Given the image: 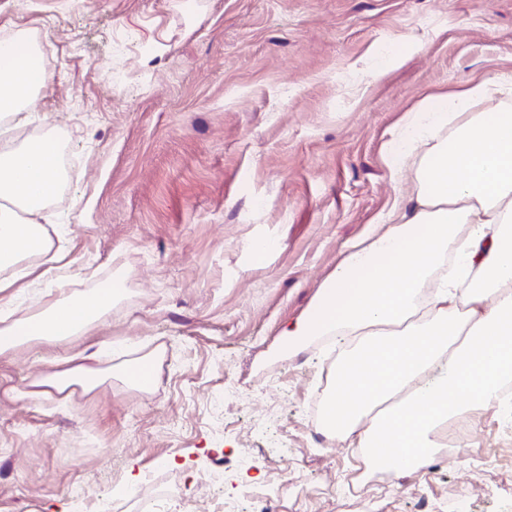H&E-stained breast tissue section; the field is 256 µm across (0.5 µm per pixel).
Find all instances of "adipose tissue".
Wrapping results in <instances>:
<instances>
[{
	"label": "adipose tissue",
	"instance_id": "ef3b65f1",
	"mask_svg": "<svg viewBox=\"0 0 512 512\" xmlns=\"http://www.w3.org/2000/svg\"><path fill=\"white\" fill-rule=\"evenodd\" d=\"M48 80L25 33L0 46L1 113L28 111ZM503 91L481 79L429 93L405 114L385 162L394 185L413 183V193H396L384 223L350 245L308 315L283 330L292 347L354 337L330 371L322 424L399 474L433 456L443 422L502 407L501 385L512 378V113L474 109ZM63 179L52 133L0 154V293L57 270L42 220ZM117 296L64 295L26 318L1 302L0 353L82 335ZM153 368L150 355L115 370L77 356L36 384L89 392L116 378L143 389Z\"/></svg>",
	"mask_w": 512,
	"mask_h": 512
}]
</instances>
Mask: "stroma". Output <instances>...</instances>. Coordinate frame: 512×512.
Listing matches in <instances>:
<instances>
[{
	"instance_id": "35a3bbf8",
	"label": "stroma",
	"mask_w": 512,
	"mask_h": 512,
	"mask_svg": "<svg viewBox=\"0 0 512 512\" xmlns=\"http://www.w3.org/2000/svg\"><path fill=\"white\" fill-rule=\"evenodd\" d=\"M21 30L49 46L50 80L8 126L20 141L54 128L82 176L49 205L65 278L12 307L20 318L108 281L121 298L72 342L0 355V512H76L79 494L128 488L144 496L126 512L156 498L190 512L216 462L225 498L344 512L362 458L326 448L307 413L336 346L295 349L281 331L391 207L385 146L405 113L512 75V0H0V34ZM259 238L276 248L256 265ZM77 352L102 368L154 355L156 380L30 395ZM469 418L462 466L437 454L389 473L365 512H452L460 484L477 491L472 512H512V418Z\"/></svg>"
}]
</instances>
